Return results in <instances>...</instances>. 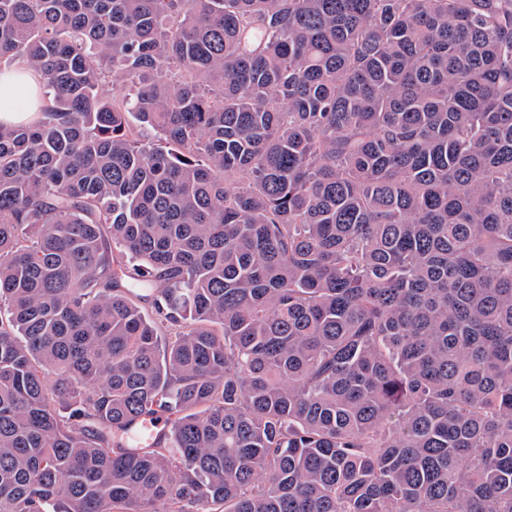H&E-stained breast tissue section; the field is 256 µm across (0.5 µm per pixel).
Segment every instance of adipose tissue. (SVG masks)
<instances>
[{
  "label": "adipose tissue",
  "mask_w": 512,
  "mask_h": 512,
  "mask_svg": "<svg viewBox=\"0 0 512 512\" xmlns=\"http://www.w3.org/2000/svg\"><path fill=\"white\" fill-rule=\"evenodd\" d=\"M42 88L40 73L16 65L0 71V123L10 126L34 121Z\"/></svg>",
  "instance_id": "ef3b65f1"
}]
</instances>
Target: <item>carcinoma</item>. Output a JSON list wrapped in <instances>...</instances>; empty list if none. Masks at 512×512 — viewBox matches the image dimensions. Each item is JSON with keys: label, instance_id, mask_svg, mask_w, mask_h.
<instances>
[{"label": "carcinoma", "instance_id": "1", "mask_svg": "<svg viewBox=\"0 0 512 512\" xmlns=\"http://www.w3.org/2000/svg\"><path fill=\"white\" fill-rule=\"evenodd\" d=\"M12 62L0 512H512V0H0ZM41 88V74L34 69L22 65L3 69L0 74V123L10 126L34 121ZM20 100H26V103L22 105Z\"/></svg>", "mask_w": 512, "mask_h": 512}]
</instances>
